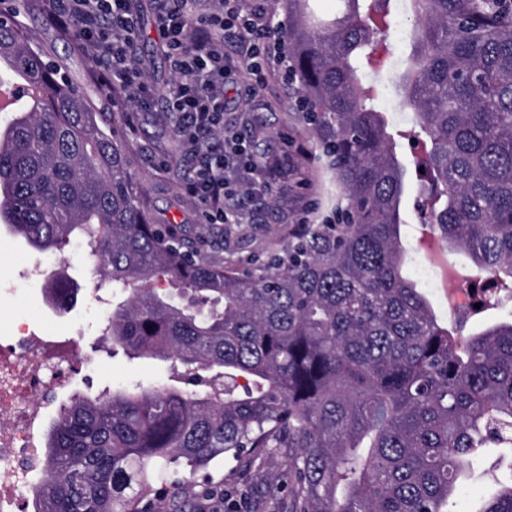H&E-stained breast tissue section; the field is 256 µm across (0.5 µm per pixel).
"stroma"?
<instances>
[{"label":"stroma","instance_id":"1","mask_svg":"<svg viewBox=\"0 0 512 512\" xmlns=\"http://www.w3.org/2000/svg\"><path fill=\"white\" fill-rule=\"evenodd\" d=\"M25 4L20 20L31 41L83 89L104 126H111L113 113L125 111L126 106L121 97L97 85L95 64L79 50V27L50 28L46 22L47 0H25ZM131 7L142 27L131 51L153 92L143 109L132 115L136 131L128 141V151L131 171L144 183L152 222L203 231L212 241L211 256L246 262L282 248L288 241L289 225L329 216L328 184L311 152L313 140L291 104L292 89L272 51L266 56L264 81L258 84L250 74L240 73L224 112L225 124L242 134L248 149L272 160L273 166L265 174L267 193L249 203L242 224H214L197 214L182 194L192 162L181 154L164 110L165 93L173 75L161 49L155 3L131 0ZM410 26L409 14L398 13L396 24L385 36L396 64L382 77L385 91L378 107L397 127L410 119L398 91L399 73L412 53ZM418 190L417 179L409 178L401 204L406 220L401 229L405 273L414 280L419 277L421 260L416 248L421 228L415 211ZM95 265V258L81 241H71L60 253H39L0 226V350L9 351V335L20 321L38 335L77 347V374L44 401L49 422L54 420L58 405L72 393L94 395L105 387L135 383L148 386L168 379L164 362L132 360L124 353H113L112 341L103 336L102 328L113 305L125 300L126 295L118 289L98 288ZM56 273L64 274L75 288L74 299L63 312L56 311L48 300L47 290ZM230 468V463L224 461L211 466L212 477L223 480L224 491L200 502V512H280L287 458L269 454L257 460L243 484L228 480ZM471 472V480L461 486L457 496L459 512H469L479 495L512 479V453L488 449L483 457L473 460Z\"/></svg>","mask_w":512,"mask_h":512}]
</instances>
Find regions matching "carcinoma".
Returning <instances> with one entry per match:
<instances>
[{"instance_id": "carcinoma-1", "label": "carcinoma", "mask_w": 512, "mask_h": 512, "mask_svg": "<svg viewBox=\"0 0 512 512\" xmlns=\"http://www.w3.org/2000/svg\"><path fill=\"white\" fill-rule=\"evenodd\" d=\"M288 0V76L339 193L333 223L294 224L263 266L211 260L208 241L153 224L130 172L124 122L98 112L0 10V81L38 95L0 124V223L34 250L72 239L101 285L130 291L112 348L172 363L168 381L74 395L47 430L31 512H180L179 478L223 455L245 475L288 457L282 512H457L471 461L512 451V317L465 337L438 322L402 274L408 179L419 210L486 274L480 310L512 291V0H409L415 54L402 75L411 124L388 131L373 61L398 0H342L339 13ZM58 309L74 289L49 288ZM476 512H512V483Z\"/></svg>"}]
</instances>
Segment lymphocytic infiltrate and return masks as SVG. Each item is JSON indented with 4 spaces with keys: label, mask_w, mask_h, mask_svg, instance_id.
Here are the masks:
<instances>
[{
    "label": "lymphocytic infiltrate",
    "mask_w": 512,
    "mask_h": 512,
    "mask_svg": "<svg viewBox=\"0 0 512 512\" xmlns=\"http://www.w3.org/2000/svg\"><path fill=\"white\" fill-rule=\"evenodd\" d=\"M158 30L175 76L165 97L173 133L193 161L183 192L213 223L240 224L244 197L264 186L270 163L247 156L237 131L224 123V88L241 62L262 69L261 41L272 19L259 0H155ZM48 21L79 25L80 48L97 66L102 86L125 93L129 108L148 95L130 48L139 29L130 0H54Z\"/></svg>",
    "instance_id": "lymphocytic-infiltrate-1"
}]
</instances>
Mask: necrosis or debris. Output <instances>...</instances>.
<instances>
[{
	"instance_id": "necrosis-or-debris-1",
	"label": "necrosis or debris",
	"mask_w": 512,
	"mask_h": 512,
	"mask_svg": "<svg viewBox=\"0 0 512 512\" xmlns=\"http://www.w3.org/2000/svg\"><path fill=\"white\" fill-rule=\"evenodd\" d=\"M11 362L0 361V487L16 490L11 512H28L33 465L43 452V394L61 387L71 357L50 354L47 337L17 328Z\"/></svg>"
}]
</instances>
